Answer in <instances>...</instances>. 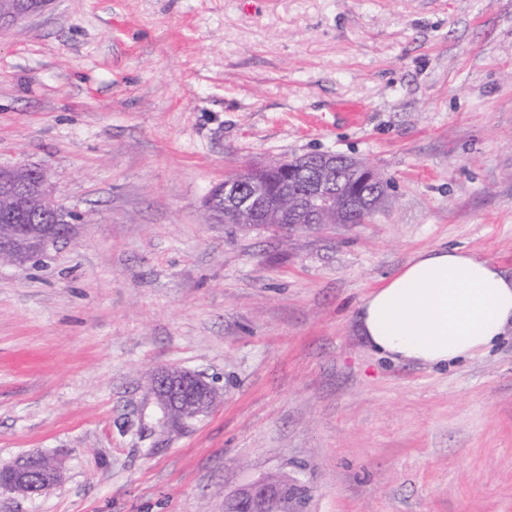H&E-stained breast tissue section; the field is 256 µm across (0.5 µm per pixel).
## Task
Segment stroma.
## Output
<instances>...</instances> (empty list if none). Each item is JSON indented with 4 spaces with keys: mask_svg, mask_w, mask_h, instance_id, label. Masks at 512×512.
<instances>
[{
    "mask_svg": "<svg viewBox=\"0 0 512 512\" xmlns=\"http://www.w3.org/2000/svg\"><path fill=\"white\" fill-rule=\"evenodd\" d=\"M332 151L362 224H207L254 162ZM0 163L45 167L78 239L0 267V464L61 486L0 512H224L278 474L306 512H512V332L442 367L357 311L417 253L512 276V0H52L0 29ZM166 365L223 402L163 428Z\"/></svg>",
    "mask_w": 512,
    "mask_h": 512,
    "instance_id": "35a3bbf8",
    "label": "stroma"
}]
</instances>
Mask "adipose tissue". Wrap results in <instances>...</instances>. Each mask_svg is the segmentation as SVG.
I'll return each instance as SVG.
<instances>
[{"label": "adipose tissue", "mask_w": 512, "mask_h": 512, "mask_svg": "<svg viewBox=\"0 0 512 512\" xmlns=\"http://www.w3.org/2000/svg\"><path fill=\"white\" fill-rule=\"evenodd\" d=\"M358 324L379 355L445 366L491 347L512 327V278L474 253L424 251L367 295Z\"/></svg>", "instance_id": "adipose-tissue-1"}]
</instances>
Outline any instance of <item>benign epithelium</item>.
<instances>
[{"mask_svg": "<svg viewBox=\"0 0 512 512\" xmlns=\"http://www.w3.org/2000/svg\"><path fill=\"white\" fill-rule=\"evenodd\" d=\"M48 0H0V28L13 26L43 10ZM282 176L280 191L270 193L265 176L270 168ZM362 175L363 190L343 184L341 170ZM243 182H222L205 195L202 208L209 224H348L358 213L383 206L368 188L383 182L370 164L335 152L310 153L249 166ZM79 217L54 196L47 170L40 165L0 164V265H24L42 256L60 240L76 235ZM149 390L168 423H182L208 414L222 399L213 384L178 366L156 370ZM63 468L49 458L46 469L22 461L0 466V489L37 496L58 485ZM304 489L292 477H267L241 488L224 500V512H281L290 492Z\"/></svg>", "mask_w": 512, "mask_h": 512, "instance_id": "1", "label": "benign epithelium"}]
</instances>
